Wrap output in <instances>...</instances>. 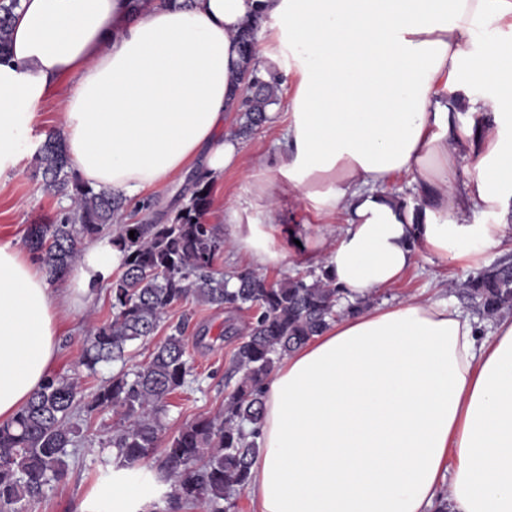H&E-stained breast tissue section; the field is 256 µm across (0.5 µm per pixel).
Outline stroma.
<instances>
[{
    "instance_id": "1",
    "label": "stroma",
    "mask_w": 512,
    "mask_h": 512,
    "mask_svg": "<svg viewBox=\"0 0 512 512\" xmlns=\"http://www.w3.org/2000/svg\"><path fill=\"white\" fill-rule=\"evenodd\" d=\"M70 89V84H63L45 101L34 106L35 117L30 131L33 140L41 142L48 134L61 132L58 116L64 109ZM280 135V126L265 124L242 138L239 166L225 171L223 181L211 187V206L204 217L206 223L221 224L225 204L245 199L248 174L254 158L275 150ZM67 199V194L44 191L40 178L35 175L34 155L22 153L15 170L0 179V245L24 249L28 226L52 223ZM510 256L512 231L499 246L487 249L471 260L451 262L421 258L400 286L374 293L372 301L376 304L384 301L392 303L407 297L422 300L439 295L448 298L471 318L479 319L481 327L485 328L490 324L489 319L480 318L476 305L465 294L462 283L485 267ZM112 314V298L108 295L76 309H65L62 313L66 330L60 338L58 372L62 375L79 374L83 394H91L96 386L120 370H133L144 364L155 344L163 341L168 334L167 326L160 327L151 340L130 347L124 360L100 364L95 373H88L81 366L80 359L90 331L93 326L110 321ZM185 315L190 318L188 338H195L203 327L207 328L208 335L204 347L191 351L195 383L173 394L161 417L165 432L169 435L183 424L216 414L223 408L224 398L230 391L228 373L235 343L224 338L222 331L230 323L245 327L251 317L247 311L231 312L184 303L174 305L168 312V319L174 323ZM117 418V413L109 408L88 418L85 426L93 436L92 442L69 449L65 476L45 486L38 501L19 503L18 512H77L81 501L106 481L112 470L113 456L109 449L100 447L99 442L108 436Z\"/></svg>"
}]
</instances>
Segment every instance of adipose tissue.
Instances as JSON below:
<instances>
[{"mask_svg":"<svg viewBox=\"0 0 512 512\" xmlns=\"http://www.w3.org/2000/svg\"><path fill=\"white\" fill-rule=\"evenodd\" d=\"M512 0H20L0 61V177L29 147L32 106L69 81L61 123L81 178L144 199L203 162L220 181L241 143L224 127L240 106L236 32L271 33L251 62L291 80L274 156H258L248 198L226 206L236 253L287 259L265 219L282 197L321 220L289 238L324 259L355 315L285 358L264 397L248 493L258 512H512V315L490 335L448 299L364 307L419 254L461 260L512 227V43L472 50L480 20ZM472 82L469 125L442 88ZM474 159L460 178L458 161ZM409 177L417 201L388 183ZM489 213L469 224L466 212ZM125 254L94 241L65 287L0 246V424L51 378L63 305L94 301ZM153 476L116 469L81 512H148Z\"/></svg>","mask_w":512,"mask_h":512,"instance_id":"1","label":"adipose tissue"}]
</instances>
